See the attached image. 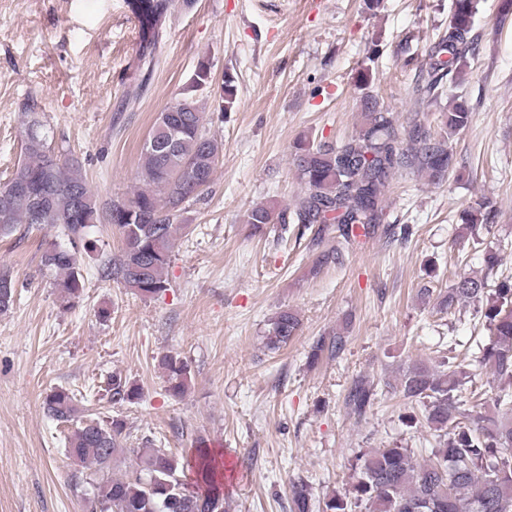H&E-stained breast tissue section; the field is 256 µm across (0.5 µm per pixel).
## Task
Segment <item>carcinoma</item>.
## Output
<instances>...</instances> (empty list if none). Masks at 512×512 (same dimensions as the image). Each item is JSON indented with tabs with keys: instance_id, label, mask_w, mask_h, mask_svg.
Listing matches in <instances>:
<instances>
[{
	"instance_id": "cac0c4a2",
	"label": "carcinoma",
	"mask_w": 512,
	"mask_h": 512,
	"mask_svg": "<svg viewBox=\"0 0 512 512\" xmlns=\"http://www.w3.org/2000/svg\"><path fill=\"white\" fill-rule=\"evenodd\" d=\"M128 5L140 26L138 61L149 73L156 63L169 0H128ZM477 5L478 0H451L448 32L430 48L415 81V92L430 104L440 96L444 80L455 83L463 77L467 55L475 51L471 32ZM210 82L211 65L202 60L180 96L163 109L176 130L173 147L150 145L165 138L159 122H154L141 150V186L131 197L104 205L92 191L83 166L52 147L37 101L31 98L23 103L27 139L23 159L0 186L6 208L0 238L19 230L25 235L55 230L56 239L45 244L39 267L53 277L64 305L83 291L81 254L97 250L92 234L103 222L118 230L122 251L101 263L100 276L119 279L143 297L167 290L165 270L175 235L185 223L187 204L200 200L209 188L223 155V141L208 128L196 98L197 91ZM236 97V77L226 72L219 109L230 110ZM471 117L467 103L454 96L440 114V132L434 134L416 121L397 124L368 95L358 131L343 144H318L307 136L294 143L301 194L290 204L256 203L246 210L242 223L256 233L272 226L285 231L290 224L305 229L316 224L319 243L332 225L346 239L367 237L388 217L383 191L398 172L422 174L432 182L445 179L454 167L448 141L469 126ZM185 163L198 167L201 181L179 175ZM489 207L484 202L461 210L458 216L472 241L482 246L484 274L457 275L438 305L443 310L460 303L475 306L487 335L473 337L465 357L506 386L482 413L475 408L486 403L484 392L473 384L465 388L470 373L462 363L452 361L448 369L439 370L421 361L402 370L400 392L421 410L419 415L407 413L404 420L410 425L423 421L432 431L428 459L417 462L413 451L398 443L358 452L350 461L347 486L323 497L318 512H512V251L496 242L483 244L480 230L487 228ZM15 288L12 273L1 266L0 313L13 306ZM299 327L294 312L276 313L268 323L266 346L280 348ZM342 348L340 335L319 340L309 362L315 364L322 353L333 355ZM160 365L167 373L169 394L181 396L191 379L188 363L166 354ZM108 388L114 404L131 403L140 396L135 386L116 375ZM377 395L378 383L360 378L347 389L345 403L351 414L363 417ZM44 408L61 424L77 423L65 445L78 466L91 470L89 512H224V478L204 439H197L194 454L186 458L166 453L150 438L128 448L122 420L80 419L76 395L64 388L48 394ZM124 453L135 457V466L114 478L112 462ZM313 499L306 481H294L289 512H312Z\"/></svg>"
}]
</instances>
